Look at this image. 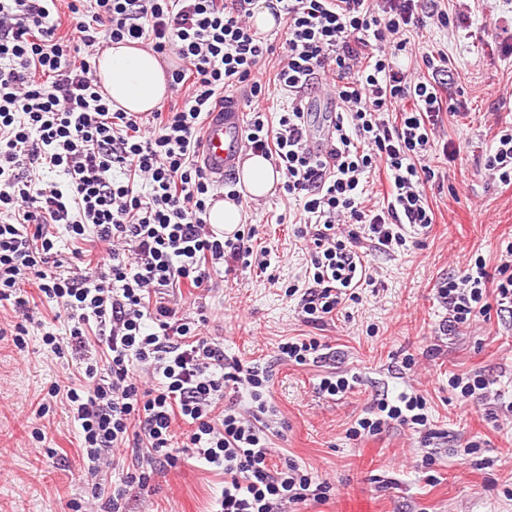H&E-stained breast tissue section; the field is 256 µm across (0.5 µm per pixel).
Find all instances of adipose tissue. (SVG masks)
<instances>
[{
    "mask_svg": "<svg viewBox=\"0 0 512 512\" xmlns=\"http://www.w3.org/2000/svg\"><path fill=\"white\" fill-rule=\"evenodd\" d=\"M101 93L113 108L133 113L153 111L168 92L166 67L151 51L112 44L96 58ZM243 195L263 198L275 194L281 178L271 162L260 155L247 156L238 171Z\"/></svg>",
    "mask_w": 512,
    "mask_h": 512,
    "instance_id": "obj_1",
    "label": "adipose tissue"
}]
</instances>
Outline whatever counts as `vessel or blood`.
<instances>
[{"label":"vessel or blood","mask_w":512,"mask_h":512,"mask_svg":"<svg viewBox=\"0 0 512 512\" xmlns=\"http://www.w3.org/2000/svg\"><path fill=\"white\" fill-rule=\"evenodd\" d=\"M244 151L243 114L236 106L210 115L205 127L201 158L208 175L217 181L233 174Z\"/></svg>","instance_id":"1"}]
</instances>
